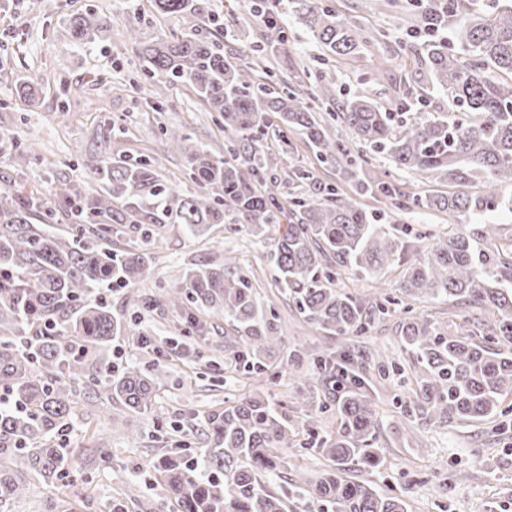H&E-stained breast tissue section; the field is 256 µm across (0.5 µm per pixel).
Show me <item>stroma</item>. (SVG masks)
I'll return each instance as SVG.
<instances>
[{
  "label": "stroma",
  "instance_id": "35a3bbf8",
  "mask_svg": "<svg viewBox=\"0 0 512 512\" xmlns=\"http://www.w3.org/2000/svg\"><path fill=\"white\" fill-rule=\"evenodd\" d=\"M209 2L224 28L239 36L238 41L225 44V54L260 45L263 29L248 14V0ZM326 4L353 16L366 30L385 29L388 39L368 44L358 55L322 64L306 29L292 22L288 51L279 59L277 75L284 79L306 69L317 77L335 78L342 96L366 93L383 108L394 109L399 87L421 85L418 65L409 63L396 70L391 83L371 85L367 78L405 39L410 20L395 9L374 10L373 0H326ZM89 10L112 17L110 36L95 47L76 44L68 31L70 16ZM129 26L149 38L163 31L192 34L198 32L200 22L182 16L158 20L147 0H139L133 9L124 0H60L55 10L36 0H0V64L5 67L0 75V142L31 140L42 153L37 160H23L13 153L0 155V192L22 186L45 191L60 178L95 190L87 163L114 151L133 158H163V179L191 189L184 157L165 155L170 131L189 134L214 157H224L221 121L205 112L191 91L181 86L169 90L168 109H154L141 65L125 40ZM27 78L45 81L31 103L16 96L21 80ZM65 103L70 106L66 112L61 109ZM267 162L271 187L278 193L285 192V174L295 168L312 172L321 183L337 181L335 167L320 162L294 135L288 148L271 147ZM362 171L368 177L393 181L411 194L425 195L432 189L423 179L394 168L382 153L367 155ZM271 252V242L247 228L231 230L217 224L206 235L191 238L182 225H166L154 248L156 274L140 286L139 301L128 300L122 288L107 294L113 313L123 317L131 329L150 336L157 351L144 353L128 336L113 343V361L136 362L154 380L167 417L194 412L197 428L188 435L194 448L205 446L199 425L207 414L253 388L278 404L296 430H303L306 416L290 402L313 371L310 361H301L299 370L292 372L284 354H271L269 363L277 375L256 385L229 366L222 374H214L208 367L215 356L213 346L223 341L230 325L223 317L211 316L206 333L188 331L171 312L152 303L157 289L179 283L186 268L220 254L238 257L241 268L256 275L260 310L278 315L288 349H342L356 355L375 347L388 354L391 365L386 375H379L371 362L360 365L381 408V463L351 470L352 479L369 483L381 493L404 495L408 512H512V395L502 404L506 417L501 421L451 427L420 415L407 419L403 407L419 371L402 347L398 317L374 322L364 336L350 340L324 335L277 288ZM70 441L74 481L34 480L27 497L14 504L12 512H41L48 499L60 512H105L104 503L122 491L128 494V512H143L145 503L162 498L152 464L162 454L163 445L148 416L130 413L114 424L108 410L98 407L77 423Z\"/></svg>",
  "mask_w": 512,
  "mask_h": 512
}]
</instances>
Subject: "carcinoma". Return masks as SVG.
Here are the masks:
<instances>
[{"mask_svg":"<svg viewBox=\"0 0 512 512\" xmlns=\"http://www.w3.org/2000/svg\"><path fill=\"white\" fill-rule=\"evenodd\" d=\"M377 2L415 18L424 32L419 50L429 88L448 98V111L422 108L423 95L399 98L395 112L367 96L341 101L334 81L307 90V71L273 79L270 64L286 53L288 37L272 3L252 0L249 11L265 29L263 45L231 62L220 39L235 34L216 17L214 30L203 36L160 34L145 43L139 30L125 31L152 83L187 87L223 120L228 160H215L188 143V135L170 137L199 193L163 180L156 158L101 157L88 168L105 191L91 193L69 180L52 186L51 196L70 205L77 220L64 233L49 224L50 202L38 192L0 194V512H10L34 475L73 481L66 436L94 403L108 400L115 421L129 412L152 416L158 428L165 424L154 381L135 363L116 366L105 356L112 339L129 332L128 323L92 298L105 283L132 295L155 272L150 252L112 247L117 201L126 207L118 220L129 238L148 237L140 228L144 220L182 224L196 236L213 224H244L274 236L278 287L327 336H362L391 306L404 304L399 336L420 372L409 411L450 424L501 415L512 395V226L483 216L512 213V196L504 195L512 187V0H493L487 9L473 7L475 0ZM150 6L163 17L209 16L207 0H151ZM288 13L334 56L356 54L370 38H388L323 0H288ZM111 28V17L94 12L70 18L77 43L95 44ZM448 28L455 51L441 37ZM329 118L362 147L448 184V192L423 198L393 182L360 177ZM271 127L285 145L288 134L301 135L353 194L318 184L304 169L292 172L297 193L285 202L264 188ZM365 199L382 202L391 223H377ZM416 206L448 217V230L399 224ZM388 267L402 268L401 283L377 286L370 301L332 287L343 272L363 279ZM422 297L475 309L479 338L451 334L406 303ZM156 302L175 312L223 316L244 333L224 344V352L248 375L266 376L265 354L283 345L277 316H259L254 285L232 256L187 269L181 283L160 289ZM309 357L315 384L297 393L293 405L317 414L336 410L334 433L320 434L314 418L307 423L310 447L333 462L332 469L316 482L294 481L289 493L274 486L281 449L297 444L296 431L265 396L251 393L208 413V448L199 458L171 449L154 462L163 499L149 512H165L167 504L178 512H288L292 495L316 502L317 512H408L403 496L382 495L348 477L353 465L379 462L378 407L364 380L331 352Z\"/></svg>","mask_w":512,"mask_h":512,"instance_id":"cac0c4a2","label":"carcinoma"}]
</instances>
